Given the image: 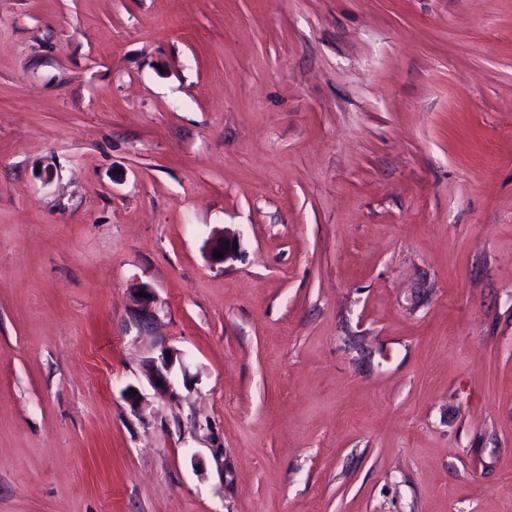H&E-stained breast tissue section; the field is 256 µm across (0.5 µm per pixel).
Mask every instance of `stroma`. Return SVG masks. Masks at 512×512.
I'll return each mask as SVG.
<instances>
[{
    "label": "stroma",
    "mask_w": 512,
    "mask_h": 512,
    "mask_svg": "<svg viewBox=\"0 0 512 512\" xmlns=\"http://www.w3.org/2000/svg\"><path fill=\"white\" fill-rule=\"evenodd\" d=\"M0 512H512V0H0ZM234 243L236 239L228 235L212 236L207 243L208 257L211 263L224 264L228 261H233L237 257V251H234ZM221 251L223 258H214V253ZM177 359L181 371L186 374L187 366L183 362L180 353H175V355H162L159 365L154 360L150 361L148 365V378L157 393L168 397H174L176 395L174 385L171 381V373Z\"/></svg>",
    "instance_id": "stroma-1"
}]
</instances>
